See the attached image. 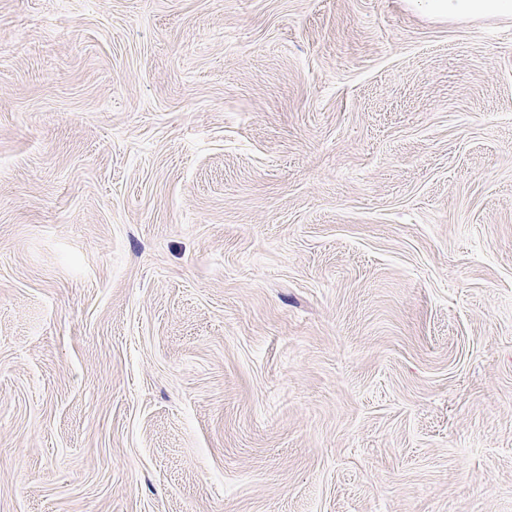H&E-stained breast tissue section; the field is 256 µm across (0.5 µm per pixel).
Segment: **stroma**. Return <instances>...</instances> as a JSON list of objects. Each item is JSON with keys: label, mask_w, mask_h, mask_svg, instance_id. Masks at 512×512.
Segmentation results:
<instances>
[{"label": "stroma", "mask_w": 512, "mask_h": 512, "mask_svg": "<svg viewBox=\"0 0 512 512\" xmlns=\"http://www.w3.org/2000/svg\"><path fill=\"white\" fill-rule=\"evenodd\" d=\"M0 512H512V15L0 0Z\"/></svg>", "instance_id": "35a3bbf8"}]
</instances>
